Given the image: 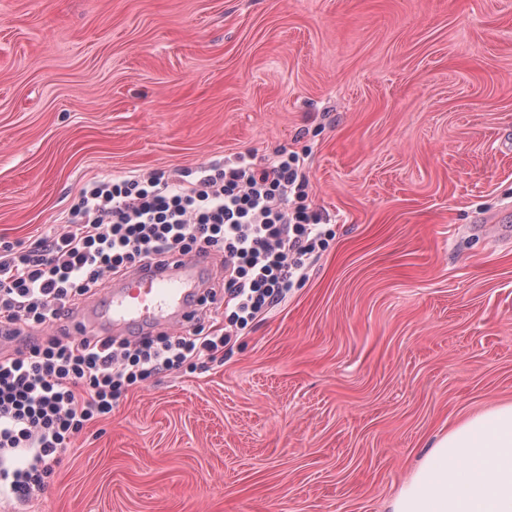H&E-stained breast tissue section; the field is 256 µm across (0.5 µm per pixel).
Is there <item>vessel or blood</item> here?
<instances>
[{
    "label": "vessel or blood",
    "instance_id": "1",
    "mask_svg": "<svg viewBox=\"0 0 512 512\" xmlns=\"http://www.w3.org/2000/svg\"><path fill=\"white\" fill-rule=\"evenodd\" d=\"M209 264L197 256H174L161 266L138 268L111 282L67 322L70 334L130 340L192 321L206 297Z\"/></svg>",
    "mask_w": 512,
    "mask_h": 512
}]
</instances>
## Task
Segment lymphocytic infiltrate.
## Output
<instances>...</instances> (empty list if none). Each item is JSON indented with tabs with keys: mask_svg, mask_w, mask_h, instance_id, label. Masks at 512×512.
I'll use <instances>...</instances> for the list:
<instances>
[{
	"mask_svg": "<svg viewBox=\"0 0 512 512\" xmlns=\"http://www.w3.org/2000/svg\"><path fill=\"white\" fill-rule=\"evenodd\" d=\"M328 219L309 201L299 154L264 161L240 155L171 177L93 179L60 230L26 248L0 244V456L23 450L24 466L0 469L15 498L43 487L83 428L112 411L128 387L202 359H216L234 330L280 304L325 249ZM175 254L219 258L227 326L135 340L71 337L59 322L99 286Z\"/></svg>",
	"mask_w": 512,
	"mask_h": 512,
	"instance_id": "1",
	"label": "lymphocytic infiltrate"
}]
</instances>
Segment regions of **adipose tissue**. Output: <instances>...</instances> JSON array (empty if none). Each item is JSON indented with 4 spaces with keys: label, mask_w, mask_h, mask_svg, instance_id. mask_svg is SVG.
Listing matches in <instances>:
<instances>
[{
    "label": "adipose tissue",
    "mask_w": 512,
    "mask_h": 512,
    "mask_svg": "<svg viewBox=\"0 0 512 512\" xmlns=\"http://www.w3.org/2000/svg\"><path fill=\"white\" fill-rule=\"evenodd\" d=\"M390 512H512V404L432 443Z\"/></svg>",
    "instance_id": "adipose-tissue-1"
}]
</instances>
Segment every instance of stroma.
<instances>
[{
	"mask_svg": "<svg viewBox=\"0 0 512 512\" xmlns=\"http://www.w3.org/2000/svg\"><path fill=\"white\" fill-rule=\"evenodd\" d=\"M512 0H0V243L81 187L297 152L332 237L224 356L0 512H386L512 403Z\"/></svg>",
	"mask_w": 512,
	"mask_h": 512,
	"instance_id": "stroma-1",
	"label": "stroma"
}]
</instances>
